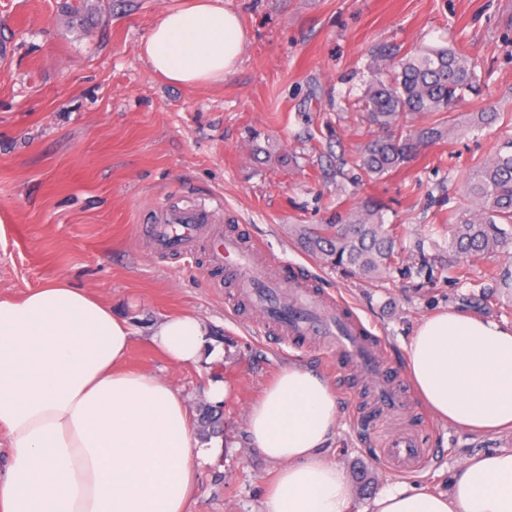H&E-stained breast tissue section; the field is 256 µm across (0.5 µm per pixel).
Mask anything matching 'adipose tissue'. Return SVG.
Listing matches in <instances>:
<instances>
[{
	"mask_svg": "<svg viewBox=\"0 0 512 512\" xmlns=\"http://www.w3.org/2000/svg\"><path fill=\"white\" fill-rule=\"evenodd\" d=\"M246 33L224 0L168 10L141 52L167 81L195 86L235 72ZM134 334L110 305L65 281L0 298V430L9 455L0 512H188L206 453L185 401L158 377L124 370ZM152 342L178 365L217 358L201 322L168 317ZM417 396L477 433L512 428V326L448 308L404 347ZM336 395L289 365L247 417L251 446L277 467L262 512H354L345 472L328 462ZM366 512H512V451L469 457L434 493L405 484Z\"/></svg>",
	"mask_w": 512,
	"mask_h": 512,
	"instance_id": "ef3b65f1",
	"label": "adipose tissue"
}]
</instances>
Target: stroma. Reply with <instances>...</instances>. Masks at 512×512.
I'll return each mask as SVG.
<instances>
[{
  "instance_id": "stroma-1",
  "label": "stroma",
  "mask_w": 512,
  "mask_h": 512,
  "mask_svg": "<svg viewBox=\"0 0 512 512\" xmlns=\"http://www.w3.org/2000/svg\"><path fill=\"white\" fill-rule=\"evenodd\" d=\"M182 2L0 0V44L11 48L0 60V297L61 278L104 299L135 329L126 367L159 377L189 411L207 401L209 381H223L224 446L202 466L189 512H260L275 467L250 446L246 418L291 364L336 393L326 455L361 510L403 480L380 454L395 433L414 432L428 448L403 481L433 492L447 491L468 457L511 451V430L449 425L413 394L399 413L371 412L369 378L337 367L330 339L287 342L268 330L205 241L237 237L259 249L274 284L292 274L321 300L348 305L381 342L391 376L406 375L404 346L436 312L511 325L512 288L490 277L506 252L467 258L472 279L456 281L441 226L462 205L473 166L512 141V124L480 126L475 106L461 105L454 134L371 177L356 165L369 133L354 102L382 55L454 44L477 65L480 104L512 116V0H224L246 32L240 64L224 82L195 87L166 81L141 56L153 25ZM174 202L220 218L202 225L189 256L152 246L156 216ZM368 203L399 227L408 254L387 278L331 270L290 231L346 221ZM179 313L199 319L222 356L168 361L150 332Z\"/></svg>"
}]
</instances>
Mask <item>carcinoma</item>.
I'll list each match as a JSON object with an SVG mask.
<instances>
[{
	"label": "carcinoma",
	"instance_id": "cac0c4a2",
	"mask_svg": "<svg viewBox=\"0 0 512 512\" xmlns=\"http://www.w3.org/2000/svg\"><path fill=\"white\" fill-rule=\"evenodd\" d=\"M475 65L454 46L416 49L374 75L361 98L365 119L377 133L362 146L358 167L383 175L402 167L427 143L441 140L447 130L419 129L402 134L400 120L419 114L449 112L476 92ZM511 152L496 153L474 167L465 184L464 205L448 216V247L463 257L495 252L512 245ZM298 239L328 266L363 279L389 276L400 264L397 227L383 224L379 210L366 209L346 224L298 226ZM202 435L220 432L219 407L199 409Z\"/></svg>",
	"mask_w": 512,
	"mask_h": 512
}]
</instances>
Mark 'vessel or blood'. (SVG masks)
Segmentation results:
<instances>
[{
	"label": "vessel or blood",
	"mask_w": 512,
	"mask_h": 512,
	"mask_svg": "<svg viewBox=\"0 0 512 512\" xmlns=\"http://www.w3.org/2000/svg\"><path fill=\"white\" fill-rule=\"evenodd\" d=\"M210 210L205 206L173 207L163 214L154 229L153 246L158 251H179L191 254L198 241V227L209 220ZM209 247L215 265L226 267L243 283L242 297L247 301L267 302L269 320L283 336H332L336 339L338 362L373 373L384 363L383 349L368 336L364 325L343 313L322 311L316 306L310 291L295 284L294 300L288 310L273 305V294L268 289V273L258 260L257 248L246 247L238 238L214 235ZM372 402L377 411L391 413L404 404L399 385L382 384L372 391ZM384 458L399 471L421 466L426 451L419 447L412 434L390 437L382 450Z\"/></svg>",
	"instance_id": "vessel-or-blood-1"
}]
</instances>
